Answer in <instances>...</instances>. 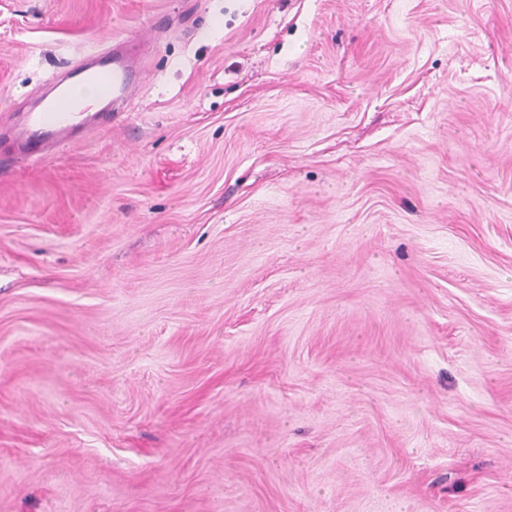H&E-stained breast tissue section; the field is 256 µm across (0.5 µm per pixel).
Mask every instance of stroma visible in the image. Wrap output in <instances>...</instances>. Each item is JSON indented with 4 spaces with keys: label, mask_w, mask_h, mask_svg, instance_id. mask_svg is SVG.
Returning a JSON list of instances; mask_svg holds the SVG:
<instances>
[{
    "label": "stroma",
    "mask_w": 512,
    "mask_h": 512,
    "mask_svg": "<svg viewBox=\"0 0 512 512\" xmlns=\"http://www.w3.org/2000/svg\"><path fill=\"white\" fill-rule=\"evenodd\" d=\"M0 512H512V0H0ZM136 73L126 57L113 55L112 62L95 69L77 68L71 81L56 82L54 95L43 100L37 110L27 113L17 129V137L24 145L18 159L27 163L42 159L45 147L67 145L70 132L77 127L89 132L97 130L99 125L93 120L99 112H86L80 89L93 88L100 99L125 101L133 90Z\"/></svg>",
    "instance_id": "stroma-1"
}]
</instances>
